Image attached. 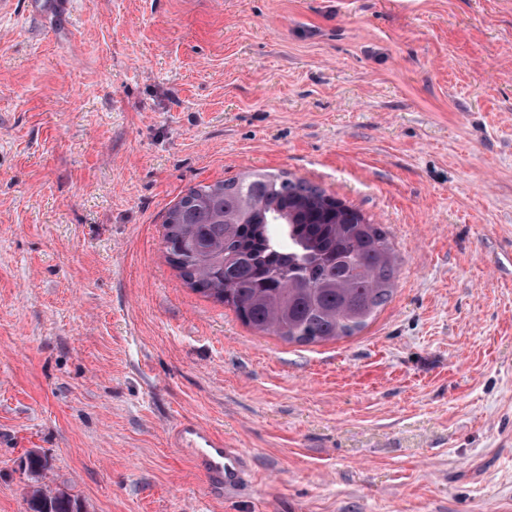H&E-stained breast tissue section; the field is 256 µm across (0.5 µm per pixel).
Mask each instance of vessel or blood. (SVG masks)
<instances>
[{
	"mask_svg": "<svg viewBox=\"0 0 512 512\" xmlns=\"http://www.w3.org/2000/svg\"><path fill=\"white\" fill-rule=\"evenodd\" d=\"M178 447L190 450L216 494L236 488L245 478L248 458L241 449L231 448L222 439L195 422L185 421L175 430Z\"/></svg>",
	"mask_w": 512,
	"mask_h": 512,
	"instance_id": "vessel-or-blood-1",
	"label": "vessel or blood"
}]
</instances>
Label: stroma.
I'll return each mask as SVG.
<instances>
[{
  "label": "stroma",
  "mask_w": 512,
  "mask_h": 512,
  "mask_svg": "<svg viewBox=\"0 0 512 512\" xmlns=\"http://www.w3.org/2000/svg\"><path fill=\"white\" fill-rule=\"evenodd\" d=\"M250 170L385 228L363 330L255 332L167 262L169 208ZM32 451L82 512H512V0L0 11V512ZM178 448H186L196 456V463L206 475L217 495L236 488L245 478L248 458L239 448H228L223 439L214 436L193 421L181 423L175 430Z\"/></svg>",
  "instance_id": "stroma-1"
}]
</instances>
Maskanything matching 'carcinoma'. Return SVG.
Instances as JSON below:
<instances>
[{
	"instance_id": "cac0c4a2",
	"label": "carcinoma",
	"mask_w": 512,
	"mask_h": 512,
	"mask_svg": "<svg viewBox=\"0 0 512 512\" xmlns=\"http://www.w3.org/2000/svg\"><path fill=\"white\" fill-rule=\"evenodd\" d=\"M167 262L194 291L253 329L313 343L361 331L393 293L387 232L359 210L286 172L199 185L167 213ZM34 480L47 471L28 454ZM29 512H80L64 492L32 491Z\"/></svg>"
}]
</instances>
